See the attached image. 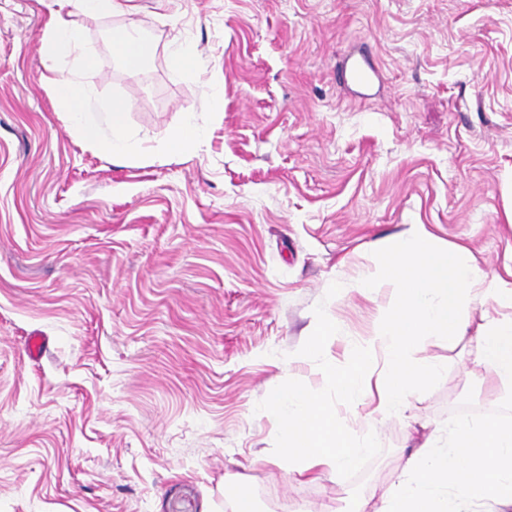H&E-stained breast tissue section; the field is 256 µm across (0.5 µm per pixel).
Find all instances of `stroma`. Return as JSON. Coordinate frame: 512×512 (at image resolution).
<instances>
[{
  "label": "stroma",
  "instance_id": "stroma-1",
  "mask_svg": "<svg viewBox=\"0 0 512 512\" xmlns=\"http://www.w3.org/2000/svg\"><path fill=\"white\" fill-rule=\"evenodd\" d=\"M136 2L155 51L134 76L112 52L124 18L68 17L94 60L92 111L128 98L149 147L189 115L207 136L118 164L46 89L72 70L40 51L47 10L0 0V512H226L230 477L261 512H344L436 422L507 415L469 390L474 343L430 340L416 354L440 376L357 470L307 482L278 465L264 405L295 380L352 417L321 366L390 294L328 284L403 225L512 266V0ZM175 40L193 71H172ZM362 48L367 91L336 78ZM321 312L336 336L297 359Z\"/></svg>",
  "mask_w": 512,
  "mask_h": 512
}]
</instances>
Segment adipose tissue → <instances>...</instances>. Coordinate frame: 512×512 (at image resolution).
I'll list each match as a JSON object with an SVG mask.
<instances>
[{
	"instance_id": "adipose-tissue-1",
	"label": "adipose tissue",
	"mask_w": 512,
	"mask_h": 512,
	"mask_svg": "<svg viewBox=\"0 0 512 512\" xmlns=\"http://www.w3.org/2000/svg\"><path fill=\"white\" fill-rule=\"evenodd\" d=\"M53 24L41 38L49 57H74L92 67L61 10L128 17L112 34V49L127 72L138 73L154 51L132 16V0H41ZM70 129L117 162L141 160L148 152L128 125L130 103L116 97L105 104V124L89 110V97L76 78L46 76ZM338 295L391 291L371 336L352 346L345 362H325L322 374L339 401L372 403L365 418L342 419L320 394L294 381L267 393L266 408L281 418V459L296 478L314 481L342 476L371 450L370 435L391 418L403 417L412 393L429 386L441 367L414 358L429 339L472 337L476 363L492 379L499 398L512 402V280L484 270L472 252L447 244L422 224L406 225L376 242L369 265L356 277L337 275ZM349 512H512V418H464L445 423L404 456L394 479L379 497L364 495Z\"/></svg>"
}]
</instances>
